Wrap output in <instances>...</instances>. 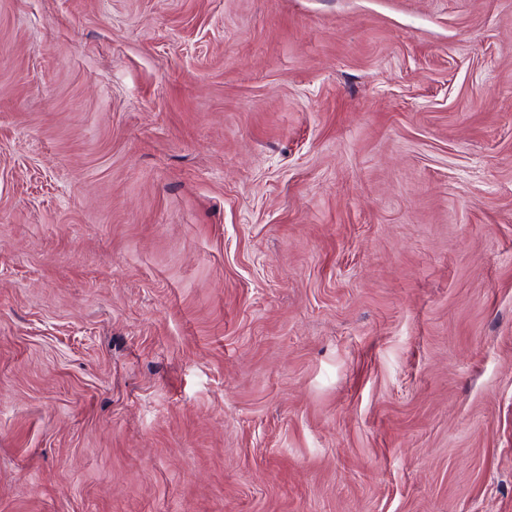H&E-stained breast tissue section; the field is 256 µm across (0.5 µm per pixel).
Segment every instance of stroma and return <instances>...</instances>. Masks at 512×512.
<instances>
[{
    "instance_id": "35a3bbf8",
    "label": "stroma",
    "mask_w": 512,
    "mask_h": 512,
    "mask_svg": "<svg viewBox=\"0 0 512 512\" xmlns=\"http://www.w3.org/2000/svg\"><path fill=\"white\" fill-rule=\"evenodd\" d=\"M0 512H512V0H0Z\"/></svg>"
}]
</instances>
